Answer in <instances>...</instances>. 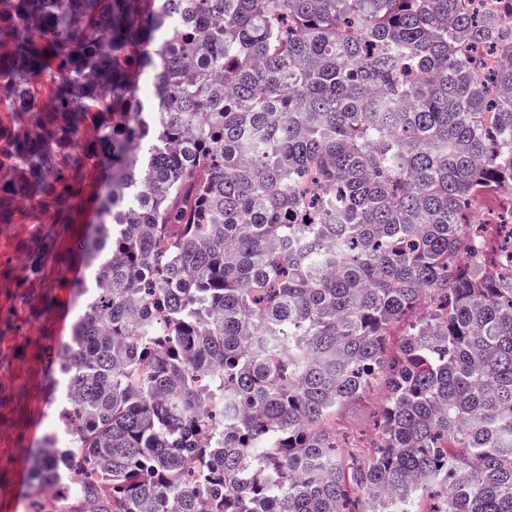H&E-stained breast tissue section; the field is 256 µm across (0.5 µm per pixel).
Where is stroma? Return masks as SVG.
I'll list each match as a JSON object with an SVG mask.
<instances>
[{
    "label": "stroma",
    "mask_w": 512,
    "mask_h": 512,
    "mask_svg": "<svg viewBox=\"0 0 512 512\" xmlns=\"http://www.w3.org/2000/svg\"><path fill=\"white\" fill-rule=\"evenodd\" d=\"M108 171L86 174L71 203L70 222L52 224L51 214L22 201L12 223L0 224V512H32L29 498H16L18 479L32 450L57 427L60 375L46 345L69 344L80 312L76 290L88 278L80 246L98 220ZM51 237L42 270L27 272L38 240Z\"/></svg>",
    "instance_id": "obj_1"
}]
</instances>
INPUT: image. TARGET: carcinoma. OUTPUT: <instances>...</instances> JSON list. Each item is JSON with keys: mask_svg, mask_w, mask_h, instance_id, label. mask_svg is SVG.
<instances>
[{"mask_svg": "<svg viewBox=\"0 0 512 512\" xmlns=\"http://www.w3.org/2000/svg\"><path fill=\"white\" fill-rule=\"evenodd\" d=\"M473 2L0 0V224L111 180L35 512H512V264L471 221L512 224V0ZM378 397L371 395L370 400L345 410L343 420L350 427L349 436L353 444L358 447H367L375 434L374 408L377 405Z\"/></svg>", "mask_w": 512, "mask_h": 512, "instance_id": "obj_1", "label": "carcinoma"}]
</instances>
